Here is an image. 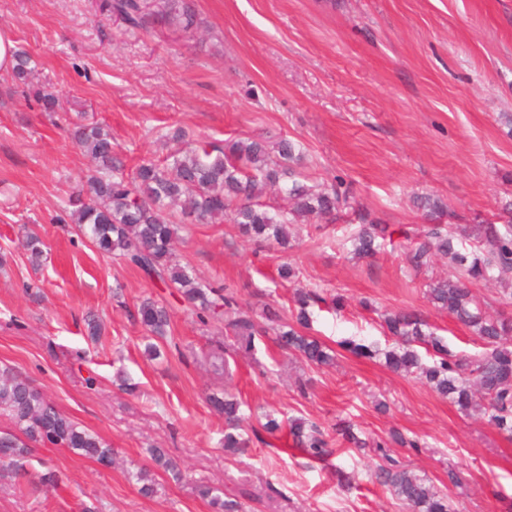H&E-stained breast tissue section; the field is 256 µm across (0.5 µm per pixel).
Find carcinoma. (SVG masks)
Instances as JSON below:
<instances>
[{"mask_svg":"<svg viewBox=\"0 0 512 512\" xmlns=\"http://www.w3.org/2000/svg\"><path fill=\"white\" fill-rule=\"evenodd\" d=\"M101 12L121 20L130 28L147 24L197 27L189 0H104ZM11 71L15 82L29 88L45 112H54L58 99L51 93L29 86L30 56L15 54ZM72 137L77 148L95 164V173L69 200L68 218L77 225L101 253L118 256L139 269L151 282L174 288L201 322L224 321V328L240 347H252L254 336L263 333L240 309L236 296L216 287L174 261L178 225L217 223L229 220L256 241L288 246V225L309 216L334 217L351 207L349 197L337 187L315 192L299 179L294 164L300 160L299 146L284 138L276 145L279 160H270L265 142L259 139H231L219 146L206 141L191 144L177 128L169 136L174 149L162 161L143 160L131 172L117 157L112 135L97 123L79 124ZM281 197L289 206H272L261 200L263 192ZM385 227L361 224L352 237L354 251L364 258L376 256L383 247ZM45 244L35 231L26 234L23 248L33 264H39ZM442 255L456 266L457 274L446 278L430 276L425 294L438 309L455 316L485 346L479 355H457L434 336L429 323L414 312L397 311L383 318L386 334L394 345L385 350L372 344L346 341L352 354L372 358L384 356L393 372L415 375L443 398L460 408L471 406L475 395L484 400L483 414L498 431L512 435V318L490 315L477 303L468 284L498 282L512 276V225L489 222L479 225L475 242H469L464 228L428 224L407 249L408 270L418 276ZM297 313L277 323L276 339L281 348L318 366L334 363L335 354L317 338L307 334L310 307L324 298L311 289L294 294ZM140 323L157 338L167 336L170 315L152 299L140 303ZM433 354L432 364L423 362L416 347ZM210 370L231 376L224 348L208 357ZM210 406L224 415V447L242 449L247 440L237 430L244 420L241 403L224 394L208 397ZM0 411L10 417L19 434H0V467L14 477L25 473L29 444L59 446L75 454L112 463V448L98 435L61 413L31 382L13 371L0 370ZM290 434L308 458L324 461L333 455L318 426L300 418L288 421ZM382 463L373 473L406 507L407 512H451L448 493L432 482L411 474L402 462L389 454L386 443H377ZM154 463L176 480L181 472L162 448L151 449Z\"/></svg>","mask_w":512,"mask_h":512,"instance_id":"1","label":"carcinoma"}]
</instances>
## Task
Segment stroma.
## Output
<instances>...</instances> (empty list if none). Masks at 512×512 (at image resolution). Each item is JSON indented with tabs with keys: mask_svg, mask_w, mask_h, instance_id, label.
<instances>
[{
	"mask_svg": "<svg viewBox=\"0 0 512 512\" xmlns=\"http://www.w3.org/2000/svg\"><path fill=\"white\" fill-rule=\"evenodd\" d=\"M101 0H0V27L34 66L33 81L60 107L42 111L0 72V368L10 367L62 413L105 440V467L73 452L33 446L26 474L0 480V512H405L372 482L375 443L391 430L420 448L391 445L409 469L446 489L452 512H512V436L438 396L383 359L348 352L349 340L391 347L385 314L421 313L456 354L480 341L427 300L405 249L426 224L414 200L438 199L440 221L475 231L508 219L512 202V0H193L198 32L151 25L131 32L102 18ZM98 122L127 166L160 160L168 135L189 141L260 138L301 142L307 184L343 179L352 209L292 226L291 248L258 247L232 224H183L176 259L230 288L265 324L296 311L294 292L343 295L340 313L314 311L309 333L336 354L316 367L281 351L274 334L236 350L223 323L201 324L178 293L119 257L97 252L77 226L58 223L93 168L68 123ZM385 225L372 258L355 254L362 221ZM35 230L47 259L33 267L21 241ZM291 264L294 279L278 274ZM166 303L162 355L144 354L137 306ZM102 324L87 335L85 317ZM224 343L232 378L206 359ZM231 393L246 413L248 448L224 449V418L208 395ZM386 403L379 412L377 403ZM279 422L353 425L367 447L323 467L290 448ZM167 449L183 477L154 468ZM153 468L146 495L131 471ZM59 476L46 486V470ZM460 476L448 483L449 470ZM210 495H202V488Z\"/></svg>",
	"mask_w": 512,
	"mask_h": 512,
	"instance_id": "obj_1",
	"label": "stroma"
}]
</instances>
